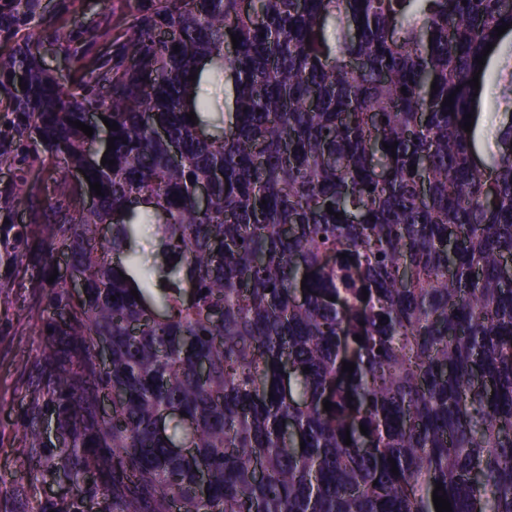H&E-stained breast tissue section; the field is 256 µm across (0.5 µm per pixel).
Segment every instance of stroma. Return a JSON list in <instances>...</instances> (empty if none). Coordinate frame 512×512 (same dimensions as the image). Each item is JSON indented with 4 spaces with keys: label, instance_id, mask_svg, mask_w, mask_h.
I'll return each instance as SVG.
<instances>
[{
    "label": "stroma",
    "instance_id": "obj_1",
    "mask_svg": "<svg viewBox=\"0 0 512 512\" xmlns=\"http://www.w3.org/2000/svg\"><path fill=\"white\" fill-rule=\"evenodd\" d=\"M83 9L70 17L64 33H57L49 17L71 0H41L35 16L23 24V33L39 50H52L51 64L65 72V56L55 52L56 36L72 48L96 54L107 48L105 39H91L95 27L128 21V0H83ZM487 95L496 99L499 112H512V35L493 54ZM0 111V140L9 142L13 159L0 166V512H111L112 502L101 495L102 479L88 473L82 487L64 476L57 449L63 439L57 427L58 403L48 397L33 402L31 384L46 377L43 350L54 343L48 331L54 316L48 289L39 287L47 256L34 243V229L24 182L37 170L26 145L10 142ZM40 426L44 445L32 454H20L29 425Z\"/></svg>",
    "mask_w": 512,
    "mask_h": 512
}]
</instances>
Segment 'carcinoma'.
<instances>
[{"instance_id": "obj_1", "label": "carcinoma", "mask_w": 512, "mask_h": 512, "mask_svg": "<svg viewBox=\"0 0 512 512\" xmlns=\"http://www.w3.org/2000/svg\"><path fill=\"white\" fill-rule=\"evenodd\" d=\"M10 2L13 138L63 164L61 199L26 183L37 246L83 281L49 285L44 352L74 487L101 448L112 512H435L438 483L512 512V118L485 158L463 130L512 5L137 0L129 43L59 46L63 85L16 37L39 0Z\"/></svg>"}]
</instances>
